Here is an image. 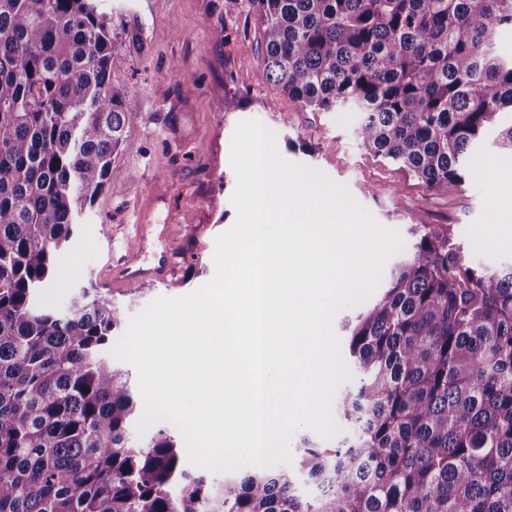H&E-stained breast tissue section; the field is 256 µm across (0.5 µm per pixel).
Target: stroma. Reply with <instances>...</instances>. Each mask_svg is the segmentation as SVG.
<instances>
[{"label": "stroma", "mask_w": 512, "mask_h": 512, "mask_svg": "<svg viewBox=\"0 0 512 512\" xmlns=\"http://www.w3.org/2000/svg\"><path fill=\"white\" fill-rule=\"evenodd\" d=\"M125 57L112 83L138 115L115 158L126 170L109 183L62 253L40 300L66 308L79 287L109 292L124 319L160 296L188 294L213 277L215 239L236 219L237 177L230 163L236 125L260 120L275 132L285 161L322 170L346 185L381 226L411 243V227H447L468 260L487 268L512 264V154L483 144L474 173L461 184L429 188L390 160L359 145L352 111L314 112L262 78L263 39L250 7L225 15L224 0H99ZM245 94L226 116L215 110L230 90ZM380 187L377 196L367 186ZM193 229L185 231L184 217ZM145 224H169L177 248L173 282L145 280L139 290L110 282L111 267L144 247L160 249Z\"/></svg>", "instance_id": "1"}]
</instances>
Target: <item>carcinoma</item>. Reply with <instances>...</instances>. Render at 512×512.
Returning <instances> with one entry per match:
<instances>
[{
    "label": "carcinoma",
    "instance_id": "cac0c4a2",
    "mask_svg": "<svg viewBox=\"0 0 512 512\" xmlns=\"http://www.w3.org/2000/svg\"><path fill=\"white\" fill-rule=\"evenodd\" d=\"M263 27V79L315 112L351 106L360 145L427 187L463 183L487 138L512 154V0H225ZM98 0H0V512H512V265H469L446 230L411 251L349 328V433L294 463L182 466L137 442L121 313L82 288L36 296L106 185L137 113Z\"/></svg>",
    "mask_w": 512,
    "mask_h": 512
}]
</instances>
